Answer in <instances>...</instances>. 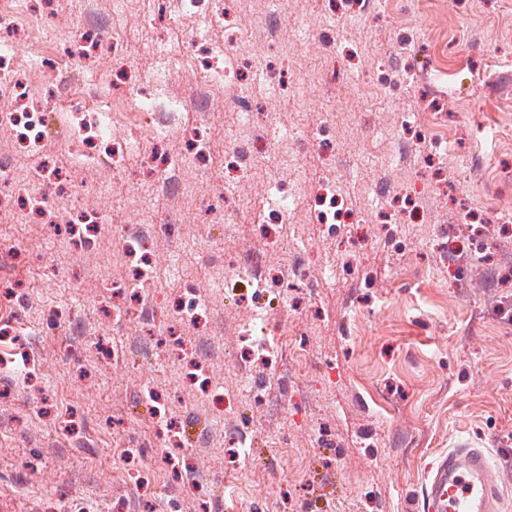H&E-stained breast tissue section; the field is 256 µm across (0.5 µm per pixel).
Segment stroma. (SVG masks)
<instances>
[{
  "label": "stroma",
  "instance_id": "1",
  "mask_svg": "<svg viewBox=\"0 0 512 512\" xmlns=\"http://www.w3.org/2000/svg\"><path fill=\"white\" fill-rule=\"evenodd\" d=\"M277 1L286 16L277 46L236 54L275 61L249 87L255 110L314 145L291 152L267 143L225 198L224 149L249 150L251 138L236 108L239 88L216 91L222 106L208 115V158L180 171L175 234L161 229L168 210L152 192L147 162L157 147L148 131L118 172L74 159L65 144L74 114L53 91L34 92L54 127L39 157L20 152L13 130L0 126V158L18 180L40 160L58 174L46 187L55 215L89 208L103 217L81 249L57 225L0 216V279L14 287L0 293V512H114L132 501L141 512H424L428 470L459 444L488 454L501 512H512V265L503 259L512 221L495 209L512 196V0H453L444 14L398 0L367 15L336 0ZM94 8L104 24L91 65L103 81L112 78L116 43L138 83L154 81L152 46L163 41L175 64L155 82L157 94L193 97L203 75L189 41L193 16L150 28L143 19L160 12V0H125L118 14L112 0ZM285 77L301 95L272 93ZM428 109L442 113L452 143L403 128L402 114ZM395 144L409 152L392 170L384 157ZM335 154L356 162L346 177ZM334 179L365 227L363 242L316 220L315 192ZM388 182L424 185V223L393 221L378 208ZM276 184L293 188L292 202L282 223L263 231ZM465 211L481 217L474 232L494 231L469 255L493 279L490 325L470 321L480 302L442 245ZM145 217L160 229L149 240L144 300L164 323L194 289L206 330L183 324L172 340L137 317L113 319L112 292L131 276L118 229ZM297 247L309 255L287 300L258 305L244 283L225 286V262L259 254L283 268ZM254 322L272 342L302 346V375L239 369L242 328ZM180 347L202 360L220 354L210 379L231 409L216 411L185 381ZM255 384L265 404L250 399ZM151 391L164 396L177 428L193 429L191 440L160 443ZM236 425L249 447H233ZM324 436L335 447H318ZM75 440L85 441L82 451L61 452ZM183 461L201 473L200 486L181 485Z\"/></svg>",
  "mask_w": 512,
  "mask_h": 512
}]
</instances>
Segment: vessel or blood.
Listing matches in <instances>:
<instances>
[{"mask_svg":"<svg viewBox=\"0 0 512 512\" xmlns=\"http://www.w3.org/2000/svg\"><path fill=\"white\" fill-rule=\"evenodd\" d=\"M427 512H500L497 477L486 455L461 447L441 457L425 487Z\"/></svg>","mask_w":512,"mask_h":512,"instance_id":"obj_1","label":"vessel or blood"}]
</instances>
